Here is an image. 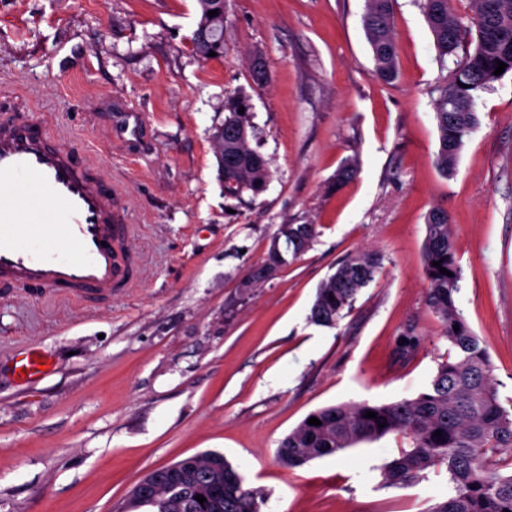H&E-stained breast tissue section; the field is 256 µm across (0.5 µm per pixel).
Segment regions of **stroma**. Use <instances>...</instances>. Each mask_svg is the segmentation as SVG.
Instances as JSON below:
<instances>
[{
	"instance_id": "35a3bbf8",
	"label": "stroma",
	"mask_w": 512,
	"mask_h": 512,
	"mask_svg": "<svg viewBox=\"0 0 512 512\" xmlns=\"http://www.w3.org/2000/svg\"><path fill=\"white\" fill-rule=\"evenodd\" d=\"M421 0H393L398 77L377 81L365 0H225L224 55L192 50L196 0H0V98L88 151L121 190L137 279L84 303L0 288V512H120L163 465L218 451L278 512H424L446 472L389 487L406 436L287 468L310 412L414 395L448 356L426 303L425 218L447 211L457 305L512 403V73L476 100L453 178L433 165L445 75ZM266 80H259L255 62ZM249 100L271 177L229 198L212 133ZM348 159L358 175L337 184ZM317 235L243 291L280 225ZM382 268L333 327L319 284L361 250ZM413 332L416 342L402 338ZM52 363L25 385L19 353Z\"/></svg>"
}]
</instances>
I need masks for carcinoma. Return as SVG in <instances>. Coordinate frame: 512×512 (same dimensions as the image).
Returning a JSON list of instances; mask_svg holds the SVG:
<instances>
[{
  "mask_svg": "<svg viewBox=\"0 0 512 512\" xmlns=\"http://www.w3.org/2000/svg\"><path fill=\"white\" fill-rule=\"evenodd\" d=\"M471 27L463 28L453 0H423L422 9L447 75L434 88L437 143L433 164L440 174H456L464 137L479 123L476 98L494 89L501 76L497 62L512 71V0H469ZM216 10L211 17L208 12ZM392 0H366L363 26L374 59V76L385 84L397 78L396 44L391 28ZM193 51L203 61L224 56V0H197V25L191 39ZM245 102L230 97L224 120L213 133V143L224 183V195L238 197L262 190L270 178L267 160L252 145L257 139L247 119L238 113ZM423 243L426 300L444 326L452 354L438 363L428 385L417 394L390 403L351 401L322 407L310 413L321 425L303 419L278 446L279 462L287 467L340 455L359 444L401 433L410 441L382 467L390 485H409L423 479L430 469L448 473V495L424 512H512V472L493 463L501 453L512 452V409L500 402L486 348L470 330L456 305L460 268L448 214L431 210L425 218ZM316 236L314 224H282L266 259L242 282L249 290L271 280L287 264L280 242L296 258ZM440 266H434L435 262ZM382 267L376 252H363L342 262L321 283L310 319L333 327L352 308L358 291L375 279ZM451 272L447 276L439 268ZM459 330H454V326ZM372 411L374 418L364 414ZM385 427H380V424ZM442 431L435 436V431ZM170 466L152 470L143 479L154 486L148 503L130 499L127 510L147 505L152 512H261L266 495L244 483L224 458L209 451L180 463L181 479L174 484ZM206 498L199 503L196 497Z\"/></svg>",
  "mask_w": 512,
  "mask_h": 512,
  "instance_id": "obj_1",
  "label": "carcinoma"
}]
</instances>
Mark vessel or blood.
<instances>
[{"instance_id":"obj_1","label":"vessel or blood","mask_w":512,"mask_h":512,"mask_svg":"<svg viewBox=\"0 0 512 512\" xmlns=\"http://www.w3.org/2000/svg\"><path fill=\"white\" fill-rule=\"evenodd\" d=\"M127 223L122 198L83 152L53 142L31 114L0 113V281L111 296L136 277L122 258ZM44 363L32 348L15 371L29 382Z\"/></svg>"}]
</instances>
